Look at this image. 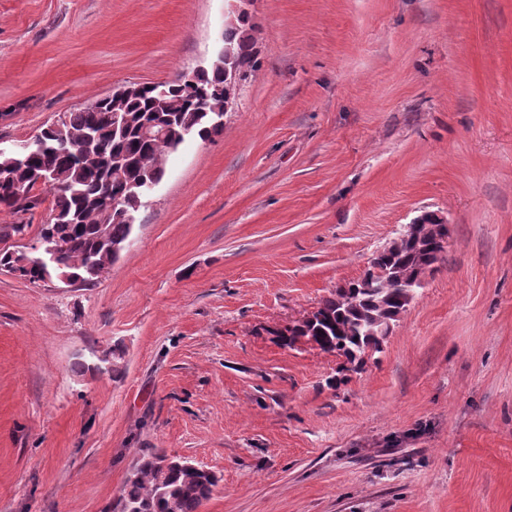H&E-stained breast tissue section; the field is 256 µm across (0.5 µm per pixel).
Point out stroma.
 Masks as SVG:
<instances>
[{
    "label": "stroma",
    "mask_w": 512,
    "mask_h": 512,
    "mask_svg": "<svg viewBox=\"0 0 512 512\" xmlns=\"http://www.w3.org/2000/svg\"><path fill=\"white\" fill-rule=\"evenodd\" d=\"M228 0H0V148L209 66ZM260 60L91 285L0 270V512H512V0H249ZM426 211L449 243L358 371L275 331ZM120 349L121 369L76 372ZM165 455L144 454L135 464L134 479H127L120 490L121 498L131 512H200L216 486V481L203 474L188 471H206L185 457H167L165 465L179 464L178 468L162 465Z\"/></svg>",
    "instance_id": "obj_1"
}]
</instances>
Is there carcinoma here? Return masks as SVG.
<instances>
[{
  "label": "carcinoma",
  "instance_id": "carcinoma-1",
  "mask_svg": "<svg viewBox=\"0 0 512 512\" xmlns=\"http://www.w3.org/2000/svg\"><path fill=\"white\" fill-rule=\"evenodd\" d=\"M253 31L246 16L225 28L224 45L231 49L226 70L201 73L195 87L170 84L163 100L147 88L119 103L126 124L118 131L112 130L113 104L98 98L66 113L60 134L69 142L67 150L47 138L45 150L25 164L15 165L10 156L0 155V204L15 213L27 212L39 202L31 195L35 188L32 171L47 169L56 174L58 187L50 190L55 218L41 233L49 231L68 244L56 265L74 281L93 283L113 264L111 245L132 233L133 225L112 210L113 198H122L127 210L138 211L135 184L162 180L164 159L182 144L183 131L189 130L203 141H213L224 133L211 113L224 107L216 90L222 86L234 99L241 84L259 70ZM147 125L166 126L170 134L146 139L143 128ZM113 155L127 160L121 180L111 177L108 168ZM429 259L430 254L416 245H395L377 261L378 268L390 270L389 279L366 271L350 283V293L338 288L322 300L316 322L285 329L281 343L291 347L301 337L310 338L320 350L351 362L368 348L381 351L384 337L376 335L377 329L396 321L413 300L410 289L399 284L415 281ZM164 459L161 454L141 456L135 464V477L126 480L120 490L121 498L133 512H200L216 481L165 467Z\"/></svg>",
  "mask_w": 512,
  "mask_h": 512
}]
</instances>
